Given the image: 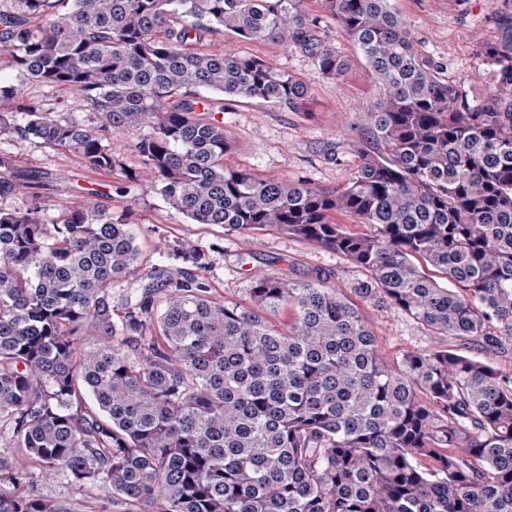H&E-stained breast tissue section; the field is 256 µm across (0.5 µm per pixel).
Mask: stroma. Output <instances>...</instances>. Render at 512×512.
Listing matches in <instances>:
<instances>
[{"label": "stroma", "instance_id": "stroma-1", "mask_svg": "<svg viewBox=\"0 0 512 512\" xmlns=\"http://www.w3.org/2000/svg\"><path fill=\"white\" fill-rule=\"evenodd\" d=\"M393 5L413 39L443 74L469 99L481 97L492 73L480 46L498 37L500 17L512 16V0H393ZM305 9L309 16L319 18L321 38L349 57L351 70L345 78L324 76L297 49L271 42H246L227 31L205 32L202 47L261 57L300 76L314 93L308 116L258 101L236 103L233 111L223 116L232 144L227 166L265 177L338 188L350 180L358 164L350 131L363 124V106L375 89L359 50L335 23L323 18L316 0H305ZM0 149L10 153L16 174L31 178L42 202L50 208L76 206L96 196L113 213H130L143 270L160 268L178 280L204 282L217 298L248 300L252 277L258 271L294 283L323 275L343 289L365 276L344 256L275 229L258 230L243 238L220 225L190 223L161 196L91 169L71 151L21 139L1 140ZM163 238L191 243L201 254V263L163 257L155 249ZM366 314L388 358L406 352L429 353L442 344L441 339L429 336L423 327L392 308L370 307ZM30 482L43 497L68 503L71 512H109L111 508L109 493L98 486L77 489L36 469Z\"/></svg>", "mask_w": 512, "mask_h": 512}]
</instances>
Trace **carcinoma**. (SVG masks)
Listing matches in <instances>:
<instances>
[{
	"label": "carcinoma",
	"mask_w": 512,
	"mask_h": 512,
	"mask_svg": "<svg viewBox=\"0 0 512 512\" xmlns=\"http://www.w3.org/2000/svg\"><path fill=\"white\" fill-rule=\"evenodd\" d=\"M391 0H319L361 52L377 97L354 129L343 189L226 167L216 114L259 100L306 112L297 75L207 30L350 60L303 0H0V137L79 154L160 195L194 224L277 228L366 272L350 294L320 276H254L249 301L145 277L126 214L94 199L49 213L0 207V512H70L31 470L101 486L124 512H512V25L482 43L493 79L471 101L415 45ZM68 87L83 113L25 96ZM136 135L140 168L104 141ZM0 152V199L23 193ZM168 257L192 259L183 243ZM442 271L440 285L420 264ZM387 305L442 347L385 359L361 308Z\"/></svg>",
	"instance_id": "cac0c4a2"
}]
</instances>
